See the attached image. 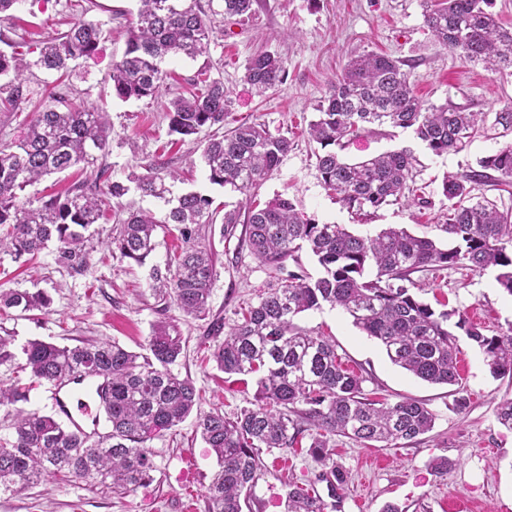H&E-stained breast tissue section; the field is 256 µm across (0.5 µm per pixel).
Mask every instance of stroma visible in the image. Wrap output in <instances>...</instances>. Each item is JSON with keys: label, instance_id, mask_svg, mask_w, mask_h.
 I'll return each instance as SVG.
<instances>
[{"label": "stroma", "instance_id": "obj_1", "mask_svg": "<svg viewBox=\"0 0 512 512\" xmlns=\"http://www.w3.org/2000/svg\"><path fill=\"white\" fill-rule=\"evenodd\" d=\"M421 0H255L251 15L216 18L207 51L190 59L169 60L171 73L157 97L121 101L112 93V61L126 48V32L136 13V0H81L83 17L101 22L105 39L93 60L71 65L66 78L32 69L23 84L27 100L18 109L0 112V141L18 139L34 113L55 107L58 98L77 97L109 114V155L113 179L123 181L163 156L181 178L169 182L171 195L196 191L213 200L215 210L234 208L243 196L211 184L193 140L175 141L169 134L167 107L192 89L200 71L221 79L230 93L231 110L225 129L243 122L265 124L270 131L288 133L293 148L277 172L258 192V201L282 195L322 222L343 224L357 234H373L390 225L436 240L443 239L448 202L442 194L446 174L476 166L480 157L501 146V139L479 136L458 153L436 156L413 134L389 127L362 132L346 147L352 160L407 147L417 163L415 183L424 202L394 204L367 218L358 217L323 189L315 167L316 143L307 129L334 74L350 56L373 51L415 61L411 79L426 103L453 102L472 112H498L512 106V69L491 74L463 62L435 43L423 27ZM72 0H22L0 20V37L33 49L40 41L68 28L76 17ZM259 51L281 57L288 70L282 85L260 96L243 80L245 66ZM210 237L216 254L209 311L202 317L181 313L171 300L152 288L153 267L164 266L177 245L173 225L156 231V249L144 264L121 258L107 246L90 256L85 272L69 274L57 263V249L48 246L33 260L0 254V288H39L52 299L50 313L38 311L0 317V336L16 344L40 339L60 346L109 339L140 351L152 326L175 325L185 342L177 370L191 377L205 397L203 411L233 416L249 407L255 391L226 377L214 363L203 362L202 344H214L237 322L241 307L257 303L275 271L256 259L239 236L220 234L213 224ZM421 297L447 301L464 312L483 333L493 335L512 327V294L496 281L495 272L475 274L467 269L415 273ZM299 325L331 336L345 365L362 373L363 388L372 396L397 401L424 400L436 420L421 440L399 448H367L347 438L333 437L336 463L348 472L341 512H383L395 504L416 512H512V432L497 420L499 405L512 399V378L494 377L478 347L461 339L458 367L470 406L459 412L445 385L419 380L393 365L378 342L356 328L346 313L323 307L302 313ZM157 470L152 483L120 494L101 485L73 478L41 482L25 493L0 496V512H208L206 488L218 469L217 460L193 420L150 443ZM454 460V468L437 476L430 462ZM266 472L255 489L253 512H286L288 480L302 481L319 472L307 448L277 450L263 456Z\"/></svg>", "mask_w": 512, "mask_h": 512}]
</instances>
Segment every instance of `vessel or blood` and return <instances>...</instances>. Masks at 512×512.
I'll return each instance as SVG.
<instances>
[{
    "label": "vessel or blood",
    "mask_w": 512,
    "mask_h": 512,
    "mask_svg": "<svg viewBox=\"0 0 512 512\" xmlns=\"http://www.w3.org/2000/svg\"><path fill=\"white\" fill-rule=\"evenodd\" d=\"M104 379L71 377L48 385V400L54 413L68 426L86 435L100 431Z\"/></svg>",
    "instance_id": "vessel-or-blood-1"
}]
</instances>
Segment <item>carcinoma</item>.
Instances as JSON below:
<instances>
[{
	"label": "carcinoma",
	"mask_w": 512,
	"mask_h": 512,
	"mask_svg": "<svg viewBox=\"0 0 512 512\" xmlns=\"http://www.w3.org/2000/svg\"><path fill=\"white\" fill-rule=\"evenodd\" d=\"M128 28L126 49L112 61V93L119 99L153 97L170 75L164 70L173 55L195 59L207 51L211 17L243 16L254 0H138ZM492 0H421L423 23L435 41L465 61L493 73L512 68V28L490 11ZM102 24L77 20L67 31L43 43L28 63L11 43L0 50V77L8 95L0 107L9 112L23 98L22 76L31 66L65 72L76 59L99 53ZM286 63L263 52L245 67L244 80L261 94L281 85ZM230 99L224 82L205 78L202 88L169 103V131L185 140L204 129L224 125ZM488 113L446 102L426 105L416 95L406 62L367 52L352 57L330 84L308 125L320 146L316 168L323 188L347 208L368 216L399 202L410 189L417 159L413 150H390L357 162L339 151L371 126L410 130L436 156L459 152L479 132L512 131V108ZM110 124L105 111L67 101L37 112L16 142H0V225L10 231L0 249L34 256L57 243V262L73 273L90 260V229L130 190L170 203L165 179L177 175L155 161L127 182L97 177L79 181L36 207L20 202L19 193L41 178L79 164H93L107 154ZM201 159L211 183L229 185L246 196L244 208L224 212L223 234L245 225L243 242L262 262L277 269L302 250L316 259L320 273L290 274L270 285L255 305L241 312L211 358L219 371L256 377L251 406L232 418L200 410V389L193 379L173 371L182 358V336L160 321L152 326L145 352L130 351L107 339L59 346L39 339L22 348L17 361L12 341L0 337V408L13 418L12 431L0 434V495L17 496L47 478L92 480L128 492L154 480L156 465L149 443L195 416V431L212 448L219 465L206 488L209 512H242L264 475L262 450L294 448L304 438L322 469L307 482L288 483L287 512H338L348 474L331 459L329 443L343 436L360 444L398 447L430 432L434 414L419 400L393 404L365 393L364 378L343 367L329 339L296 323L309 310L327 304L342 308L353 324L379 341L389 361L416 378L454 387V409L470 401L457 369L459 337L485 355L491 373L512 377V328L488 336L455 309H439L423 300L412 274L429 268H466L481 274L498 271L496 280L512 294V209L499 210L473 186L512 181V142L477 160L478 169L447 175L443 196L450 202L442 231L448 244L416 236L393 225L362 236L343 224L322 223L277 195L261 208L251 199L277 170L292 147L288 136L273 134L260 123H243L219 138L201 142ZM212 199L198 192L177 197L164 218L148 210H128L117 219L109 245L124 258L141 263L155 250L159 224H173L180 245L153 269V288L184 314L206 313L211 297L215 257L203 228L214 223ZM52 300L40 290L0 291V315L50 312ZM105 378L110 410L105 432L87 437L73 432L52 414L26 407L29 393L71 373ZM323 484L326 495L317 485Z\"/></svg>",
	"instance_id": "cac0c4a2"
}]
</instances>
